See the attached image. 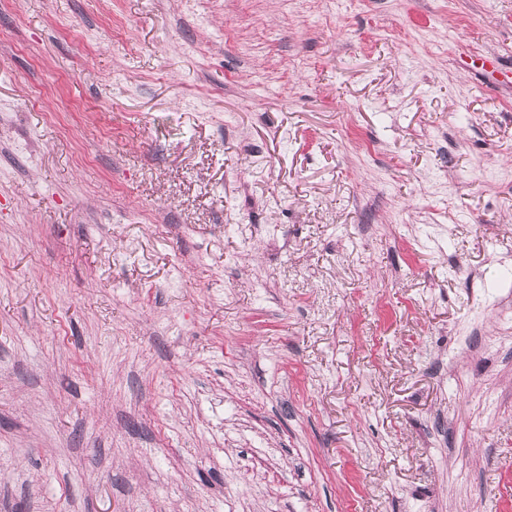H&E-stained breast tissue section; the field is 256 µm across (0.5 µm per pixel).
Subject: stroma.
<instances>
[{
	"instance_id": "stroma-1",
	"label": "stroma",
	"mask_w": 512,
	"mask_h": 512,
	"mask_svg": "<svg viewBox=\"0 0 512 512\" xmlns=\"http://www.w3.org/2000/svg\"><path fill=\"white\" fill-rule=\"evenodd\" d=\"M512 0H0V512H512Z\"/></svg>"
}]
</instances>
